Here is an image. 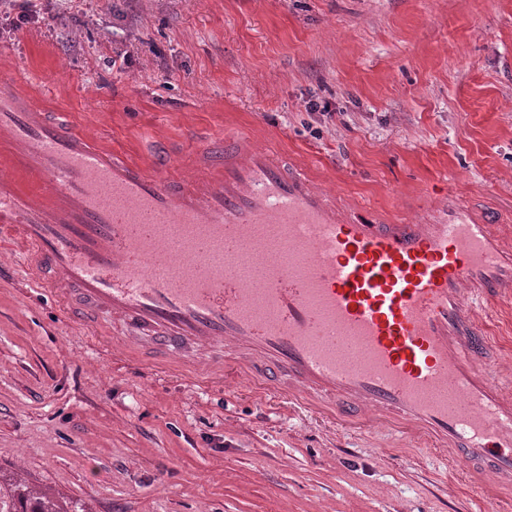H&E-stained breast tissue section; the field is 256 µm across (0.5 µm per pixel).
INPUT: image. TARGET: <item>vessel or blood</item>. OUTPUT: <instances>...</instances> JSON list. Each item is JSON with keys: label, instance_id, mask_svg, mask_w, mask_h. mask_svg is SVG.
Segmentation results:
<instances>
[{"label": "vessel or blood", "instance_id": "1", "mask_svg": "<svg viewBox=\"0 0 512 512\" xmlns=\"http://www.w3.org/2000/svg\"><path fill=\"white\" fill-rule=\"evenodd\" d=\"M112 347L200 383L314 403L512 485V361L484 318L512 242L462 200L381 224L227 133L151 169L0 75V254Z\"/></svg>", "mask_w": 512, "mask_h": 512}]
</instances>
